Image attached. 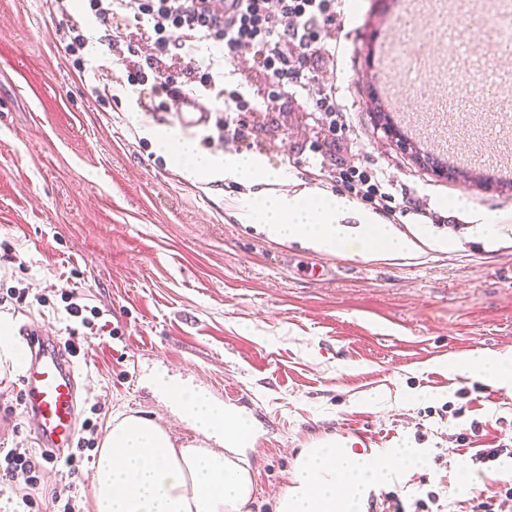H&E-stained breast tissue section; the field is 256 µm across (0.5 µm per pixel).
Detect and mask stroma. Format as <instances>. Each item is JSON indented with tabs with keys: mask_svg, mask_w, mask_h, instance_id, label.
<instances>
[{
	"mask_svg": "<svg viewBox=\"0 0 512 512\" xmlns=\"http://www.w3.org/2000/svg\"><path fill=\"white\" fill-rule=\"evenodd\" d=\"M503 0H485L483 20L446 25L454 0H415L419 34L402 25V0H347L333 51L314 58L322 84H335L346 127L333 133L298 86L277 89L252 52L235 62L201 43L216 85L239 89L254 106L236 113L242 142L209 141L210 125L185 132L215 156L247 154L284 169L289 193L345 195L339 164L373 165L394 197L413 208L366 215L392 224L414 247L378 257L352 242L328 253L279 241L238 218L259 187L216 173L189 175L158 154L151 133L181 131L149 90L128 85L126 46L108 48L85 0L48 11L43 0H0V318L10 336L36 325L66 340L79 319L62 297L98 308L106 329L80 334L74 361L88 386L81 417L106 433L116 413L134 411L191 439L186 423L148 378L161 374L202 388L244 413L255 427L250 455L258 496L252 512H274L299 451L343 424L366 423L376 448L416 449L426 460L402 471L371 498L398 496L405 508L435 493L431 512H472L474 500L512 477V455L482 464L479 450L512 448V389L456 363L512 350V170L489 165L492 148L512 158V111L441 119L415 93L412 76L379 75L372 51L388 40L407 53L432 42L428 82L451 98L454 63L483 44ZM86 28L83 71L64 34ZM109 78L113 99L93 89ZM273 109H264L269 95ZM420 149L457 166L471 159L470 181L443 179L419 166L376 125V105ZM465 200L455 210L451 201ZM491 224L485 232L483 224ZM320 267L322 276L310 274ZM28 289L24 302L9 299ZM46 305H38V296ZM22 368L0 365V437L10 449L41 457L23 413ZM480 403L467 404L463 389ZM99 414H91V405ZM464 408L461 418L452 409ZM96 450L46 462L41 494L27 512H45V496L70 477L79 507L89 508Z\"/></svg>",
	"mask_w": 512,
	"mask_h": 512,
	"instance_id": "stroma-1",
	"label": "stroma"
}]
</instances>
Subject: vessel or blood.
<instances>
[{
  "instance_id": "1",
  "label": "vessel or blood",
  "mask_w": 512,
  "mask_h": 512,
  "mask_svg": "<svg viewBox=\"0 0 512 512\" xmlns=\"http://www.w3.org/2000/svg\"><path fill=\"white\" fill-rule=\"evenodd\" d=\"M501 102L498 85L488 82L478 89L458 93L446 107L464 115L498 110ZM173 109L184 128H198L208 121L209 114L197 97H178ZM23 334L25 410L32 420L39 448L53 455L61 454L73 445L85 384L68 351L52 337L34 326L26 327Z\"/></svg>"
}]
</instances>
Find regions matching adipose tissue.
Returning a JSON list of instances; mask_svg holds the SVG:
<instances>
[{"mask_svg": "<svg viewBox=\"0 0 512 512\" xmlns=\"http://www.w3.org/2000/svg\"><path fill=\"white\" fill-rule=\"evenodd\" d=\"M153 138L159 152L191 175L204 177L220 170L233 180L260 184V191L241 203L238 217L266 225L273 238L305 239L332 253L354 240L374 254H401L412 248L392 225L368 216L360 217L359 231H350L344 221L353 205L345 197L277 192V185L287 182V173L265 167L252 156L216 158L167 132L154 133ZM155 383L177 403L196 438L176 442L165 426L136 413L113 419L94 464L91 512H250L256 479L248 457L251 434L246 421L202 391L160 377ZM423 463L409 448L397 449L390 458L337 444L332 437L320 439L297 458L276 512H363L370 489L390 480L396 467L415 469Z\"/></svg>", "mask_w": 512, "mask_h": 512, "instance_id": "obj_1", "label": "adipose tissue"}]
</instances>
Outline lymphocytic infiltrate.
Returning a JSON list of instances; mask_svg holds the SVG:
<instances>
[{"label": "lymphocytic infiltrate", "instance_id": "f902f5d3", "mask_svg": "<svg viewBox=\"0 0 512 512\" xmlns=\"http://www.w3.org/2000/svg\"><path fill=\"white\" fill-rule=\"evenodd\" d=\"M100 24H110L116 12L132 15L136 24L152 32L153 52L144 63L127 68L130 85L149 86L152 94L175 97L183 86L174 64L189 63L200 86L213 91V109L223 113L215 125L218 140H239L243 129L236 112L251 111V103L239 91L218 90L213 77L193 58L197 43L222 45L232 61L251 50L258 68L273 82L293 79L314 90L313 103L329 130L343 129V109L335 87L318 86L310 62L336 39V22L343 0H88ZM336 181L351 197L388 209L393 200L375 169L366 165L337 167Z\"/></svg>", "mask_w": 512, "mask_h": 512}]
</instances>
